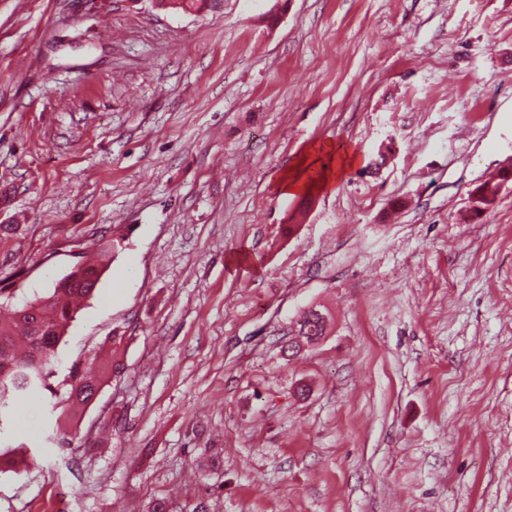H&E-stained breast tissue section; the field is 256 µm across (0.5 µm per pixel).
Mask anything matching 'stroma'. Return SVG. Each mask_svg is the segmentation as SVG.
<instances>
[{
  "label": "stroma",
  "instance_id": "obj_1",
  "mask_svg": "<svg viewBox=\"0 0 512 512\" xmlns=\"http://www.w3.org/2000/svg\"><path fill=\"white\" fill-rule=\"evenodd\" d=\"M508 163L512 0H0V293L124 238L60 346L119 368L15 401L0 512H512ZM501 184L499 182L489 183V181H486L479 185L475 191L473 196L476 198L473 199V206L472 211L475 213L481 212L482 210H486L489 207H491L496 197L499 193ZM484 188V191L481 192V190ZM0 474H19L28 465L27 451L24 448H9L0 446Z\"/></svg>",
  "mask_w": 512,
  "mask_h": 512
}]
</instances>
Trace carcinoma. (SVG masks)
<instances>
[{"label":"carcinoma","instance_id":"obj_1","mask_svg":"<svg viewBox=\"0 0 512 512\" xmlns=\"http://www.w3.org/2000/svg\"><path fill=\"white\" fill-rule=\"evenodd\" d=\"M499 190L498 182L479 185L474 191L472 211L491 207ZM119 247L117 239L105 244L97 259L79 264L72 281L56 283L51 292L16 307L9 319H0V412L9 413L19 397L40 395L50 399L57 417L71 418L76 415L71 403L88 399L85 387L104 381L110 371L106 363L91 372L74 366L68 378L59 383L53 368L59 365L58 348L75 319L78 304L93 296L105 263ZM27 465L24 449L0 448V474L16 475Z\"/></svg>","mask_w":512,"mask_h":512}]
</instances>
